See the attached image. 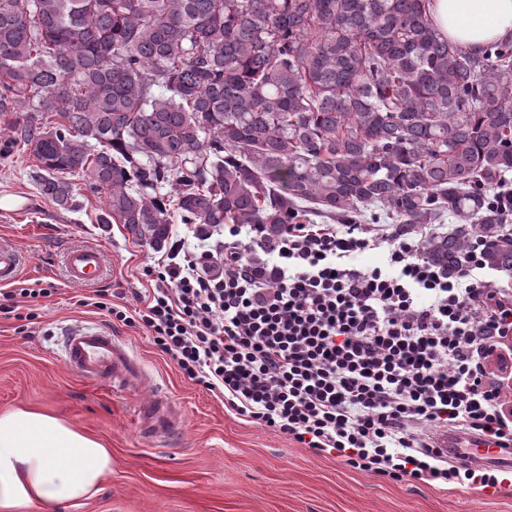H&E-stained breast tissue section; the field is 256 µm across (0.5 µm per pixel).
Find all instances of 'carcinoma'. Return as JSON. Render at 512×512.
Returning a JSON list of instances; mask_svg holds the SVG:
<instances>
[{"label": "carcinoma", "instance_id": "carcinoma-1", "mask_svg": "<svg viewBox=\"0 0 512 512\" xmlns=\"http://www.w3.org/2000/svg\"><path fill=\"white\" fill-rule=\"evenodd\" d=\"M8 112L44 196L73 207L81 172L99 223L154 248L172 209L269 246L313 216L412 233L448 215L512 271L494 199L512 196V41L465 50L427 0H0ZM465 245L425 255L454 271Z\"/></svg>", "mask_w": 512, "mask_h": 512}]
</instances>
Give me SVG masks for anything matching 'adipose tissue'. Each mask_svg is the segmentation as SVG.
Segmentation results:
<instances>
[{"label": "adipose tissue", "instance_id": "ef3b65f1", "mask_svg": "<svg viewBox=\"0 0 512 512\" xmlns=\"http://www.w3.org/2000/svg\"><path fill=\"white\" fill-rule=\"evenodd\" d=\"M446 38L477 52L512 38V0H428ZM112 470V455L96 438L37 410L0 414V512H21L95 496Z\"/></svg>", "mask_w": 512, "mask_h": 512}]
</instances>
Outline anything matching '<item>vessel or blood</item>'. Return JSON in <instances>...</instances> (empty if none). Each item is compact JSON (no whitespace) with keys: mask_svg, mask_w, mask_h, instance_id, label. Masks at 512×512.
Here are the masks:
<instances>
[{"mask_svg":"<svg viewBox=\"0 0 512 512\" xmlns=\"http://www.w3.org/2000/svg\"><path fill=\"white\" fill-rule=\"evenodd\" d=\"M66 271L71 281L93 285L105 272V256L94 246L80 245L65 253ZM21 272V256L10 243L0 242V286L13 283ZM134 361L129 348L106 329H78L66 339L63 362L84 381L113 382L127 377ZM433 448L440 452H457L461 461L476 464H494L502 468L512 466V454L490 447L488 441L476 436L462 437L441 430L434 432Z\"/></svg>","mask_w":512,"mask_h":512,"instance_id":"b4317fda","label":"vessel or blood"}]
</instances>
